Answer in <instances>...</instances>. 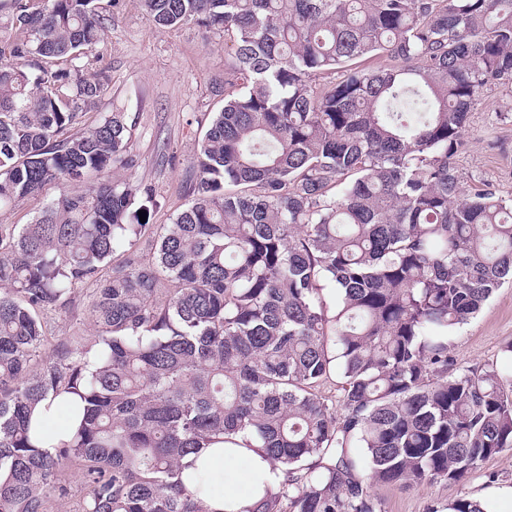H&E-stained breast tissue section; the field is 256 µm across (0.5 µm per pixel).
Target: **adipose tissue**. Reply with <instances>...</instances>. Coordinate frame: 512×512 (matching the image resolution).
<instances>
[{
	"label": "adipose tissue",
	"instance_id": "obj_1",
	"mask_svg": "<svg viewBox=\"0 0 512 512\" xmlns=\"http://www.w3.org/2000/svg\"><path fill=\"white\" fill-rule=\"evenodd\" d=\"M185 481L202 476L219 485V493L204 495L207 512H250L266 488L283 479L262 452L247 447L245 435L234 442L216 443L183 458Z\"/></svg>",
	"mask_w": 512,
	"mask_h": 512
}]
</instances>
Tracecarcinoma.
<instances>
[{"mask_svg":"<svg viewBox=\"0 0 512 512\" xmlns=\"http://www.w3.org/2000/svg\"><path fill=\"white\" fill-rule=\"evenodd\" d=\"M96 2L0 0V209L45 199L0 224V512H49L73 462L78 512H206L181 460L240 433L283 473L254 512H383L374 484L464 482L512 449V372L449 352L512 280V196L455 165L484 91L512 82V0H140L233 50L192 199L160 225L112 179L124 113L76 128L104 90ZM73 182L91 188L48 194ZM142 239L150 259L101 275ZM82 287L97 349L42 355L44 314ZM63 394L81 424L42 448L32 412ZM42 207V199L26 198L0 211V224H32Z\"/></svg>","mask_w":512,"mask_h":512,"instance_id":"cac0c4a2","label":"carcinoma"}]
</instances>
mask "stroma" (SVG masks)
<instances>
[{
  "label": "stroma",
  "mask_w": 512,
  "mask_h": 512,
  "mask_svg": "<svg viewBox=\"0 0 512 512\" xmlns=\"http://www.w3.org/2000/svg\"><path fill=\"white\" fill-rule=\"evenodd\" d=\"M103 39L95 69L108 78L96 108L82 117L89 125L102 115L122 112L131 126L128 153L134 164L116 166L114 178L136 194L152 192L159 202L155 224H169L189 200L194 160L214 112L224 105V63L231 50L223 32L195 22L174 29L155 25L139 0H98ZM466 146L456 158L465 189L491 188L512 194V88L484 91L470 116ZM88 289L73 296L69 310L47 314V348L74 339L95 345L97 327L88 310ZM512 282L498 288L476 317L452 336L450 355L457 371L494 366L512 368ZM501 490L493 512H512V449L488 460L463 484L439 480L409 491L373 485L384 512H446L453 500L486 499Z\"/></svg>",
  "instance_id": "1"
}]
</instances>
